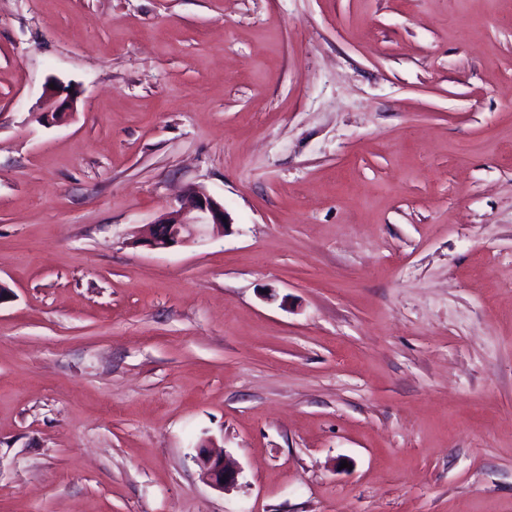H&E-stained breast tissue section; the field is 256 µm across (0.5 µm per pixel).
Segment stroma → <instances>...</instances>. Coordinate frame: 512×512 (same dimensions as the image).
Instances as JSON below:
<instances>
[{
	"instance_id": "35a3bbf8",
	"label": "stroma",
	"mask_w": 512,
	"mask_h": 512,
	"mask_svg": "<svg viewBox=\"0 0 512 512\" xmlns=\"http://www.w3.org/2000/svg\"><path fill=\"white\" fill-rule=\"evenodd\" d=\"M0 283V512H512V0H0ZM194 213L190 218L180 217V213ZM229 225L223 205L208 195L190 192L181 200L177 216L166 215L152 224H147L136 244L154 250H165L177 246H187L203 234L223 231ZM197 460L203 480L213 489L226 493L239 487L240 471L227 465L224 456L213 454L208 445L197 448Z\"/></svg>"
}]
</instances>
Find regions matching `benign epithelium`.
<instances>
[{"instance_id":"benign-epithelium-1","label":"benign epithelium","mask_w":512,"mask_h":512,"mask_svg":"<svg viewBox=\"0 0 512 512\" xmlns=\"http://www.w3.org/2000/svg\"><path fill=\"white\" fill-rule=\"evenodd\" d=\"M180 211L184 216L166 215L146 225L136 243L154 250L187 246L199 236L229 225L224 206L200 192L188 193L181 200ZM197 460L203 480L213 489L226 493L239 487L240 471L227 465L224 456L212 453L208 445L197 448Z\"/></svg>"}]
</instances>
